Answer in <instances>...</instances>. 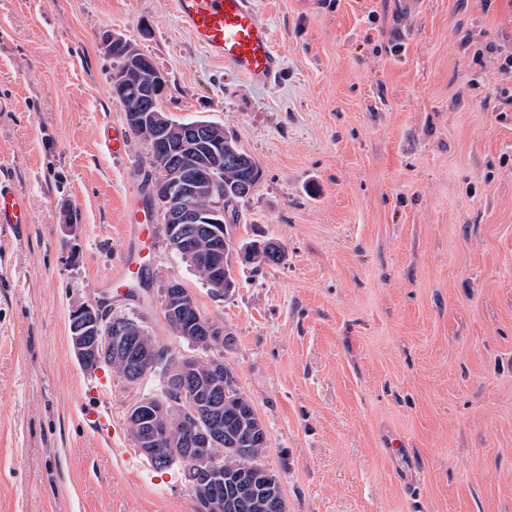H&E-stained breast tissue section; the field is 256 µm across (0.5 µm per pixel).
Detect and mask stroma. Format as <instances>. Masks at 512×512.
Here are the masks:
<instances>
[{
    "label": "stroma",
    "instance_id": "1",
    "mask_svg": "<svg viewBox=\"0 0 512 512\" xmlns=\"http://www.w3.org/2000/svg\"><path fill=\"white\" fill-rule=\"evenodd\" d=\"M259 2L284 61L268 88L198 47L172 0H0V173L33 219L0 228V512L196 508L131 439L153 378L84 368L70 339L149 156L134 135L105 149L126 123L107 30L166 74L173 119L222 124L260 164L232 232L285 250L218 298L152 224L147 287L113 312L191 353L161 305L175 280L223 327L288 512H512V108L484 53L512 43V0ZM104 139L107 149L113 158H122L127 150V132L122 127L112 125L104 130Z\"/></svg>",
    "mask_w": 512,
    "mask_h": 512
}]
</instances>
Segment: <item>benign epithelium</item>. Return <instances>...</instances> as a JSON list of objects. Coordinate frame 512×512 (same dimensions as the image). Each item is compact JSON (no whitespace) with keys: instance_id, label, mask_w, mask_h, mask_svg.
<instances>
[{"instance_id":"1","label":"benign epithelium","mask_w":512,"mask_h":512,"mask_svg":"<svg viewBox=\"0 0 512 512\" xmlns=\"http://www.w3.org/2000/svg\"><path fill=\"white\" fill-rule=\"evenodd\" d=\"M164 72L153 66L144 67L133 61L127 70L118 78V91L114 92L116 103L123 100L124 92L134 91V96L148 100L152 104L146 112H132L128 120L133 124L149 123L161 131L166 144L180 145L184 138L192 133L203 146L199 151L201 158L210 152V144L219 143L221 139L213 132V126L207 121H194L183 127L170 119L168 112L160 106L164 81ZM152 166L160 177L159 191L156 193V205L161 223L164 226L167 242L172 250H177L192 259L196 258L189 249L184 237L173 233L176 224H222L224 223V197L218 195L208 178L206 164L184 166L178 157L163 148L152 154ZM245 250L238 249L235 239L224 233V256H211L213 267L224 263V275H215L211 285L218 289V296H223L224 286L234 277L235 259H244ZM167 291V315L175 316L185 309L190 301L189 293L181 291V285L170 283ZM73 323L72 346L78 359L88 362L92 359L119 358L136 346L140 354L148 357L152 363V372L161 376L163 383L170 382L174 374H188L196 356L189 355L185 360L167 359L153 349L148 343L146 332L136 320H125L114 324L111 332L102 331L101 311L96 305H78L71 312ZM197 333L203 336L223 338L224 329L212 320L197 317ZM172 410L180 415V420L172 421L166 413V405L148 396L136 401L129 409L128 416L139 427V451L155 463H163L156 453V442L159 436L171 437L183 431L185 418L198 416V411L205 407L218 411L221 405L208 401L198 388L181 390L176 397L170 398ZM223 442L220 431H199L188 442L189 460L188 477L192 485L202 495L211 512H224V496L220 488L224 485V456L216 455L208 448L215 443ZM253 508L256 512H287L284 498L281 496L258 499Z\"/></svg>"}]
</instances>
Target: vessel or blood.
Wrapping results in <instances>:
<instances>
[{
    "mask_svg": "<svg viewBox=\"0 0 512 512\" xmlns=\"http://www.w3.org/2000/svg\"><path fill=\"white\" fill-rule=\"evenodd\" d=\"M259 0H173L174 11L196 44L230 66L253 86L277 83L283 59L274 47L271 26L258 6ZM105 144L113 158L127 150V132L112 126L104 130ZM155 215L146 195L135 196L126 209L124 234L144 241ZM32 222L28 197L13 181L0 177V226L24 232ZM137 270L129 252H118L101 280L105 289L120 290Z\"/></svg>",
    "mask_w": 512,
    "mask_h": 512,
    "instance_id": "vessel-or-blood-1",
    "label": "vessel or blood"
}]
</instances>
